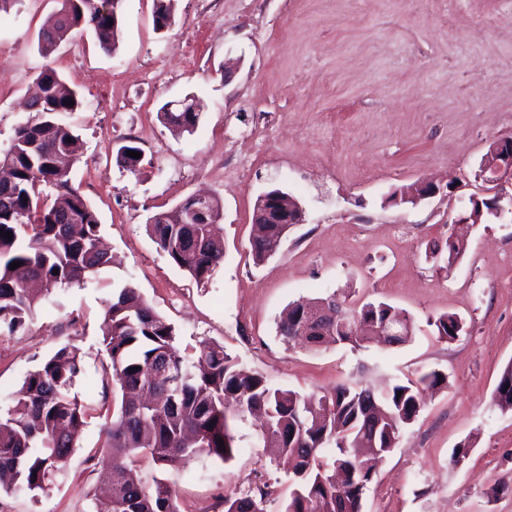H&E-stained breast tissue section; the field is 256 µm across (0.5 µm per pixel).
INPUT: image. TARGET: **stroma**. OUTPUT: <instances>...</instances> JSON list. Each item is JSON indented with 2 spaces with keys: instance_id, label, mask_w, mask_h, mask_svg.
<instances>
[{
  "instance_id": "stroma-1",
  "label": "stroma",
  "mask_w": 512,
  "mask_h": 512,
  "mask_svg": "<svg viewBox=\"0 0 512 512\" xmlns=\"http://www.w3.org/2000/svg\"><path fill=\"white\" fill-rule=\"evenodd\" d=\"M60 0H18L0 15V151L37 77L56 68L83 106L68 121L81 139L72 182L94 208L112 252L84 285L58 290L24 333L0 336V405L57 348H79L76 385L91 406L115 401L103 372L104 306L137 288L187 351L215 342L271 383L304 394L339 383L383 387L437 370L416 420L379 463L361 512H512V410L493 393L512 363V214L467 229V251L448 271L426 260L470 197L491 141L512 137V0H176L173 27L157 31L154 0H123L119 42L104 54L74 34L51 57L37 36ZM193 96L200 121L174 134L167 102ZM142 150L137 171L119 149ZM433 180L417 205L395 190ZM280 188L305 210L276 254L254 264L249 237L257 196ZM223 205L224 262L199 282L159 250L146 224L198 193ZM338 295L355 307L383 301L405 311L412 339L399 346H288L276 323L296 300ZM465 322L438 339L444 313ZM103 421L88 418L61 473L37 492L0 491V512H93L106 480L87 455ZM251 421L237 422L232 459L205 456L166 468L180 512H224V497L269 480L264 512H281L291 487ZM461 465L450 462L462 442ZM510 493L494 497L492 488Z\"/></svg>"
}]
</instances>
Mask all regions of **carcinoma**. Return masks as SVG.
<instances>
[{
  "instance_id": "cac0c4a2",
  "label": "carcinoma",
  "mask_w": 512,
  "mask_h": 512,
  "mask_svg": "<svg viewBox=\"0 0 512 512\" xmlns=\"http://www.w3.org/2000/svg\"><path fill=\"white\" fill-rule=\"evenodd\" d=\"M175 0H155L157 28L175 25ZM116 11L104 0H61L39 31V53L48 57L69 36L92 31L101 49L112 52L118 28ZM40 94L28 105L36 121L15 129L9 149L0 154V336L26 329L36 307L51 290L71 286L111 262L100 247V224L90 202L72 183L79 137L65 117L82 107L76 90L54 69L38 76ZM72 99L74 105L65 101ZM163 123L182 134L198 124V112H162ZM217 199L185 202L157 213L163 224L147 225L160 250L179 270L197 281L210 279L224 262V247L212 240L221 216ZM281 236L278 224H254L250 253L254 263L268 258ZM466 251L464 241L434 248L433 263L448 270ZM21 263L12 270L10 264ZM303 301L288 305L277 323L285 343L299 339L292 320ZM402 316L408 342L413 323L404 312L384 303L357 309L361 327L343 332L333 321L305 337L311 350L330 344L360 348L374 340V320L389 313ZM441 339L453 341L464 322L444 313L434 322ZM174 326L157 314L140 292L126 286L106 300L103 345L121 392L120 402L103 404L101 447L108 449L112 484L95 512H179L176 491L160 477L172 463L185 466L201 455L227 461L236 448L234 424L247 414L263 417L257 437L279 449L291 465L294 489L284 512H361V500L377 463L398 444L402 430L420 411L424 388L447 384L432 370L419 378L383 389L338 384L321 395L305 396L277 387L243 366L224 346L204 342L196 356L181 354ZM84 374L80 350L64 345L30 372L10 397L0 418V478L15 490L45 488L75 447L90 407L73 392ZM512 363L495 389L496 403L512 409ZM225 449H220L218 441ZM346 475L342 490L338 473ZM268 485L224 496V512H263Z\"/></svg>"
}]
</instances>
